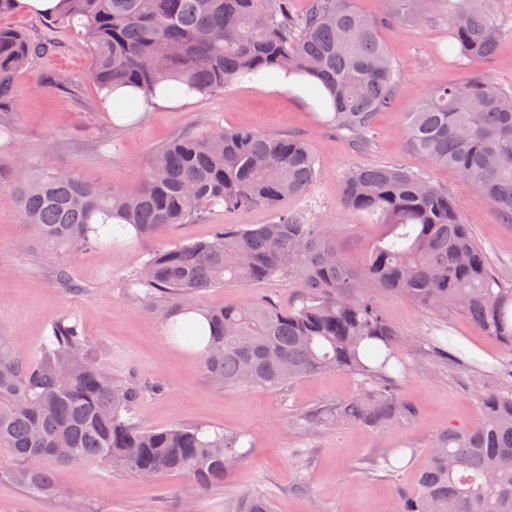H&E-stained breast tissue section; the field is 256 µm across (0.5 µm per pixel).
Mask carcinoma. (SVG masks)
<instances>
[{
  "label": "carcinoma",
  "mask_w": 512,
  "mask_h": 512,
  "mask_svg": "<svg viewBox=\"0 0 512 512\" xmlns=\"http://www.w3.org/2000/svg\"><path fill=\"white\" fill-rule=\"evenodd\" d=\"M398 2L395 19L425 21L410 0ZM436 2L448 15L463 66L486 60L512 39V17L497 12L496 0ZM61 4L47 23L69 27L89 58L86 79L101 90L130 84L153 96L176 82L206 95L258 71L310 75L331 98L326 121L357 151L367 149L400 78L379 34L385 17L361 13L353 0H309L302 14L291 0ZM50 51L47 42L0 27V112L16 102L28 62ZM402 137L431 164L472 181L512 223V91L479 71L433 87L407 113ZM317 165L303 138L205 128L155 151L134 190L23 158L21 178L3 198L24 216L31 241L75 254L102 245L94 224L112 217L148 238L172 224L203 220L217 207L275 210L313 190ZM343 197L377 229L358 262L347 255L336 225L282 212L269 224H217L208 241L156 251L135 279L142 290L131 295L162 303L172 333L190 341L189 325L175 317L199 306L207 289L299 279L307 289L299 306L282 309L260 298L206 309L204 368L222 388L277 389L328 369L361 376V392L321 415L318 423L326 425L413 415L397 397L403 335L376 303L378 294L408 298L440 317L461 313L512 356V283L492 271L447 189L423 173L379 165L346 172ZM39 354L30 363L0 326V453L14 461L0 468V479L52 497L50 466L98 464L142 479L188 474L207 489L240 460L239 435L196 425L145 426L135 413L143 388L112 378L73 317L52 325ZM501 375L511 383L481 394V424H451L437 434L415 491L397 494V512H512V369L489 371ZM234 512H273V505L246 492Z\"/></svg>",
  "instance_id": "cac0c4a2"
}]
</instances>
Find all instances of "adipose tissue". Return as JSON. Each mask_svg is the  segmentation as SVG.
Masks as SVG:
<instances>
[{
  "instance_id": "1",
  "label": "adipose tissue",
  "mask_w": 512,
  "mask_h": 512,
  "mask_svg": "<svg viewBox=\"0 0 512 512\" xmlns=\"http://www.w3.org/2000/svg\"><path fill=\"white\" fill-rule=\"evenodd\" d=\"M253 83L259 87L292 94L314 106L318 111L327 112L331 109L327 92L311 77L280 70L270 75L259 73L254 76ZM198 98V92L183 89L167 95L159 94L150 97L142 90L128 85H118L103 91L102 108L113 121L129 123L156 109L191 106Z\"/></svg>"
}]
</instances>
